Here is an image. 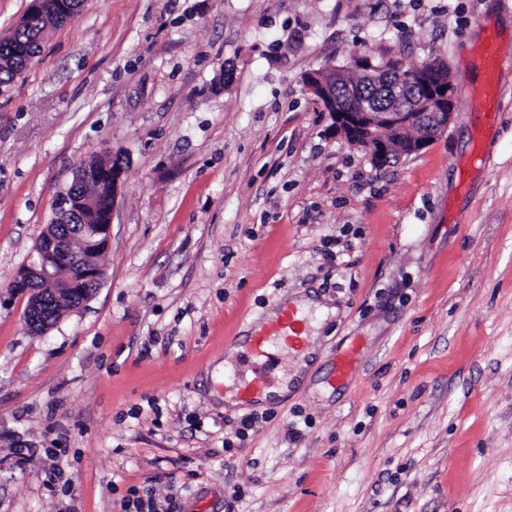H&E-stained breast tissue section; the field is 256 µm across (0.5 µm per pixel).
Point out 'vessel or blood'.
Here are the masks:
<instances>
[{
  "instance_id": "obj_1",
  "label": "vessel or blood",
  "mask_w": 512,
  "mask_h": 512,
  "mask_svg": "<svg viewBox=\"0 0 512 512\" xmlns=\"http://www.w3.org/2000/svg\"><path fill=\"white\" fill-rule=\"evenodd\" d=\"M309 345L308 315L293 305H279L275 318L259 322L241 343L242 354L252 362L253 369L250 373L239 374L236 379L235 397L240 407L251 409L270 392L274 382L265 366L275 353L285 351L297 356ZM361 353L360 343L355 342L336 355L328 376L330 386H340L354 374Z\"/></svg>"
}]
</instances>
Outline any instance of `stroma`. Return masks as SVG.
<instances>
[{"label": "stroma", "instance_id": "obj_1", "mask_svg": "<svg viewBox=\"0 0 512 512\" xmlns=\"http://www.w3.org/2000/svg\"><path fill=\"white\" fill-rule=\"evenodd\" d=\"M360 58L443 60L447 131L383 168L336 137L304 76ZM112 153L103 282L32 334L9 283ZM283 296L314 299L318 347L225 450L232 339ZM148 490L177 512H512V0H85L0 93V512ZM361 353L360 343L355 342L336 355L327 379L330 386H341L346 379L354 374Z\"/></svg>", "mask_w": 512, "mask_h": 512}]
</instances>
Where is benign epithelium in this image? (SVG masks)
Here are the masks:
<instances>
[{"mask_svg":"<svg viewBox=\"0 0 512 512\" xmlns=\"http://www.w3.org/2000/svg\"><path fill=\"white\" fill-rule=\"evenodd\" d=\"M69 0H32V7L41 12L60 15L68 11ZM439 68V63L429 61L415 71L408 84L420 90V97L412 112H378L375 104L367 101L357 110H349L336 104V78L342 76L346 68L332 67L318 72L310 71L305 83L312 94L326 101L332 117V129L336 136L352 146L367 149L374 161L390 157L394 151L391 141L385 136L388 128L399 130L406 135L405 149L416 153L426 148L441 135L454 118L455 97L453 81L439 80L431 82L429 74ZM124 163L119 160L112 168H103L100 173H112V199H117ZM69 208L66 202L54 203L53 217L46 225L37 243L35 252L39 258L20 268L15 273L10 287L29 297L28 330L40 335L51 328L52 318L45 317L43 307L46 299L41 291L33 288L39 281L46 283L56 279V270L60 267L79 269V277L66 281L65 287L53 290L54 302L67 305L75 310L89 296L76 299V289L84 283L99 287L103 279V269L98 262L102 248L98 243L110 244L112 224H86L76 237L62 235L67 224Z\"/></svg>","mask_w":512,"mask_h":512,"instance_id":"obj_1","label":"benign epithelium"}]
</instances>
